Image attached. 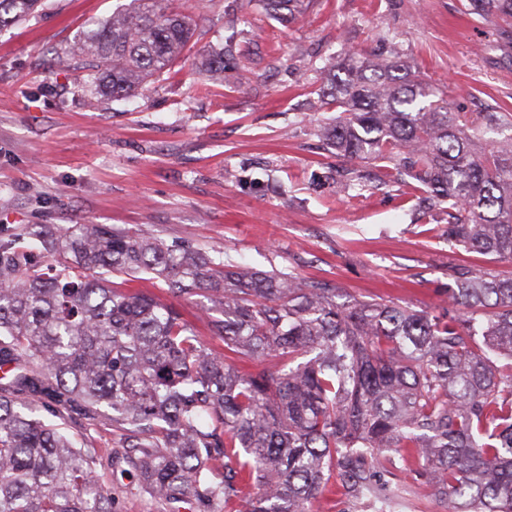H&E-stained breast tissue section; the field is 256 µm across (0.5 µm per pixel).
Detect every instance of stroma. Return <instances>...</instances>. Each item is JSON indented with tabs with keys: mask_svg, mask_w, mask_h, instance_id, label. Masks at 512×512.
Masks as SVG:
<instances>
[{
	"mask_svg": "<svg viewBox=\"0 0 512 512\" xmlns=\"http://www.w3.org/2000/svg\"><path fill=\"white\" fill-rule=\"evenodd\" d=\"M126 0H46L0 31V224H112L188 241L228 264L295 272L355 298L431 311L449 262L448 213L378 181L349 193L320 137L326 71L398 48L456 112L512 113V18L470 0H311L283 27L261 0H165L202 27L175 79L89 102L50 66L82 27ZM225 44L223 82L198 71Z\"/></svg>",
	"mask_w": 512,
	"mask_h": 512,
	"instance_id": "obj_1",
	"label": "stroma"
}]
</instances>
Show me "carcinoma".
Wrapping results in <instances>:
<instances>
[{
    "label": "carcinoma",
    "mask_w": 512,
    "mask_h": 512,
    "mask_svg": "<svg viewBox=\"0 0 512 512\" xmlns=\"http://www.w3.org/2000/svg\"><path fill=\"white\" fill-rule=\"evenodd\" d=\"M293 23L309 0H262ZM43 0H0V30ZM512 17V0H471ZM161 0L77 34L82 86L127 97L172 72L195 35ZM224 79V48L201 55ZM321 137L336 156L448 205L445 234L512 264V119L473 120L398 58L330 73ZM161 281L169 301L122 286ZM122 278L117 285L113 278ZM434 311L344 297L294 272L215 262L189 244L109 224H0V512H116L78 418L121 433L112 474L154 512H313L332 483L395 512L406 469L450 512H512V275L448 265ZM197 296L216 353L172 303ZM260 362L245 371L237 361ZM224 479L212 477V464Z\"/></svg>",
    "instance_id": "obj_1"
}]
</instances>
